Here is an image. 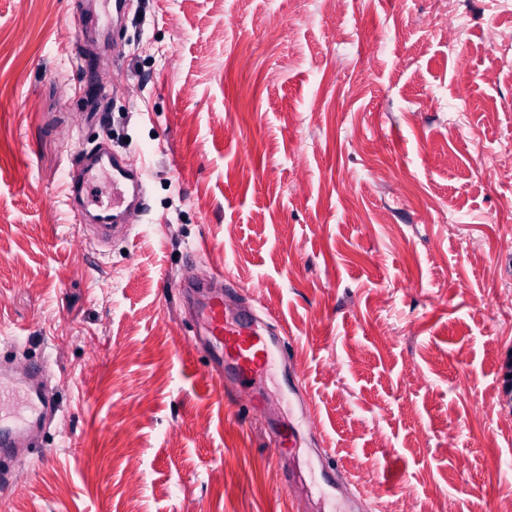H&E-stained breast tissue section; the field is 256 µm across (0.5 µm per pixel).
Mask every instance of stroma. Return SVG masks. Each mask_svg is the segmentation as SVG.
<instances>
[{
    "instance_id": "obj_1",
    "label": "stroma",
    "mask_w": 512,
    "mask_h": 512,
    "mask_svg": "<svg viewBox=\"0 0 512 512\" xmlns=\"http://www.w3.org/2000/svg\"><path fill=\"white\" fill-rule=\"evenodd\" d=\"M83 7L0 0V355L58 402L0 512H347L309 437L275 460L292 373L395 512H512V64L486 40L512 0H460V37L434 0H128L108 67L77 53ZM103 143L147 211L90 249L64 188ZM192 267L290 338L260 409L194 334Z\"/></svg>"
}]
</instances>
